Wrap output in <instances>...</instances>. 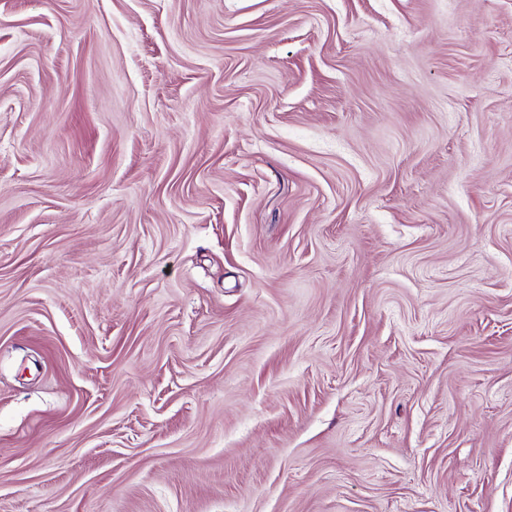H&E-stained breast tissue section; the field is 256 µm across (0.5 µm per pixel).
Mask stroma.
Wrapping results in <instances>:
<instances>
[{"instance_id": "obj_1", "label": "stroma", "mask_w": 512, "mask_h": 512, "mask_svg": "<svg viewBox=\"0 0 512 512\" xmlns=\"http://www.w3.org/2000/svg\"><path fill=\"white\" fill-rule=\"evenodd\" d=\"M0 512H512V0H0Z\"/></svg>"}]
</instances>
